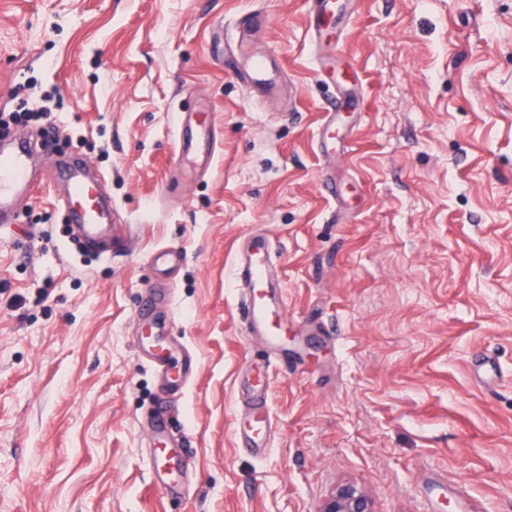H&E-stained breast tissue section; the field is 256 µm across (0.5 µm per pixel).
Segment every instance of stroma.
Wrapping results in <instances>:
<instances>
[{
	"instance_id": "1",
	"label": "stroma",
	"mask_w": 512,
	"mask_h": 512,
	"mask_svg": "<svg viewBox=\"0 0 512 512\" xmlns=\"http://www.w3.org/2000/svg\"><path fill=\"white\" fill-rule=\"evenodd\" d=\"M285 70L252 97L235 20ZM306 0H0V113L52 111L22 223L0 228V512H318L340 482L375 512H512V0H355L310 40ZM363 100L317 149L334 84ZM207 112L206 175L176 165ZM112 200V255L78 250L58 161ZM342 188L322 190L324 176ZM275 247L285 357L245 334L235 244ZM177 250L161 276L150 255ZM200 370L171 434L186 491L151 484L160 383L138 346L158 280ZM268 363L269 449L237 447L239 381ZM206 112H196L179 118L177 127L176 161L184 167L190 164L212 166L215 158V139Z\"/></svg>"
}]
</instances>
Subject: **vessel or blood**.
<instances>
[{"label":"vessel or blood","mask_w":512,"mask_h":512,"mask_svg":"<svg viewBox=\"0 0 512 512\" xmlns=\"http://www.w3.org/2000/svg\"><path fill=\"white\" fill-rule=\"evenodd\" d=\"M352 0H308V32L314 40H322L330 22H342ZM258 19L243 16L238 37L230 49L231 62L248 88L261 96H274L278 90V69L267 56L253 55L250 38ZM359 96L351 92L347 80H340L336 97L325 108L318 141L321 153L336 148V121L342 112L354 108ZM36 140H28L0 150V223L15 224L20 219L17 201L29 188L33 178V159ZM215 139L206 113L198 112L180 118L177 127L176 160L181 165L212 166L215 158ZM66 203L74 218L78 237L91 251L101 256L112 253V244L104 239L106 212L100 204V191L96 183L82 172L70 177ZM235 276L243 286L244 319L248 335L261 336L269 345H277L280 332L274 323L282 314L279 292V274L273 259L270 238L251 235L237 252ZM164 289L154 287L145 295L141 311L155 322L153 336L146 342L141 354L156 365L166 376V385L158 397L151 418V429L159 450L152 463V482L164 494L175 495L181 489L182 462L174 448L167 445L166 417L169 407L187 386L199 366L190 355L175 357L166 335L165 324L155 321L158 307L165 302ZM268 384L262 367L249 369L244 381V393L251 403L252 414L236 428L238 446L259 454L268 446L270 419L267 415Z\"/></svg>","instance_id":"obj_1"}]
</instances>
